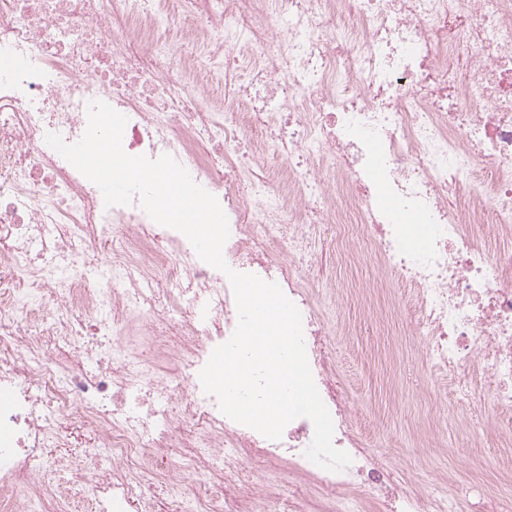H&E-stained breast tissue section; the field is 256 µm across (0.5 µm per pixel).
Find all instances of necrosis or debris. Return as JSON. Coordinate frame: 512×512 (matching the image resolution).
Here are the masks:
<instances>
[{"instance_id":"1","label":"necrosis or debris","mask_w":512,"mask_h":512,"mask_svg":"<svg viewBox=\"0 0 512 512\" xmlns=\"http://www.w3.org/2000/svg\"><path fill=\"white\" fill-rule=\"evenodd\" d=\"M93 100L126 117L127 154L171 155L217 198L227 264L299 309L345 470L306 457L309 419L271 440L204 393L238 322L231 284L46 143L78 141ZM480 223L512 236V0H0V512H67L45 466L63 417L111 459L57 461L89 512H472L397 479L358 431L317 248L350 225L397 286L435 403L484 390L507 435L512 249L489 254Z\"/></svg>"}]
</instances>
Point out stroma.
Masks as SVG:
<instances>
[{
  "label": "stroma",
  "instance_id": "obj_1",
  "mask_svg": "<svg viewBox=\"0 0 512 512\" xmlns=\"http://www.w3.org/2000/svg\"><path fill=\"white\" fill-rule=\"evenodd\" d=\"M322 267L336 290L327 317L349 328L337 345L338 380L360 432L376 453L429 478L454 469L455 491L473 501L475 512H487L480 484L512 481V444L493 438L492 414L462 410L450 424L423 400L433 377L403 332L394 285L381 278L373 251L329 243Z\"/></svg>",
  "mask_w": 512,
  "mask_h": 512
}]
</instances>
